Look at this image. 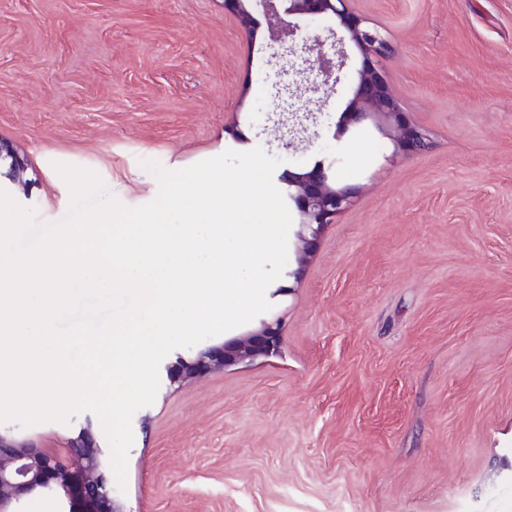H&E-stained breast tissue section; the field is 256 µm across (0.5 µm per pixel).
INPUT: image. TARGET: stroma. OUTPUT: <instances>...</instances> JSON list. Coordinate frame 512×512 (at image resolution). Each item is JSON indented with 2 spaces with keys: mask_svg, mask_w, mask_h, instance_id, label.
<instances>
[{
  "mask_svg": "<svg viewBox=\"0 0 512 512\" xmlns=\"http://www.w3.org/2000/svg\"><path fill=\"white\" fill-rule=\"evenodd\" d=\"M392 42L393 93L432 150L374 126L333 140L359 66L315 88L273 56L260 7L224 0H0V140L61 221V162L125 206L146 160L175 171L262 148L279 171L334 155L360 190L273 297L279 353L159 388L138 410L125 512H512V0H351ZM300 270L291 278V270ZM68 423L0 432L66 450Z\"/></svg>",
  "mask_w": 512,
  "mask_h": 512,
  "instance_id": "35a3bbf8",
  "label": "stroma"
}]
</instances>
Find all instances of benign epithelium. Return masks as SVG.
<instances>
[{
    "label": "benign epithelium",
    "instance_id": "obj_1",
    "mask_svg": "<svg viewBox=\"0 0 512 512\" xmlns=\"http://www.w3.org/2000/svg\"><path fill=\"white\" fill-rule=\"evenodd\" d=\"M245 2L224 0V7L235 13L241 28L248 33L254 20ZM256 2L268 21L272 48L295 50L301 18L327 15L336 21V28L329 29L335 55L325 52V41L319 37L304 43L305 52L313 57L312 67L321 85L338 83L336 69L344 66L348 50L359 54L361 66L356 71L352 98L339 126L346 129L368 119L385 124V135L392 141L394 156L421 155L430 150L428 134L405 119L383 70V62L394 53L392 43L378 29L369 26L367 18L352 11L349 0H288L284 9L282 0ZM3 162L8 163L12 182L27 186L23 178L25 159L0 141V164ZM282 181L288 184V197L299 215L296 253L298 263L302 264L309 258L322 230L353 205L358 187L336 176L334 160L328 163L318 160L309 170L290 172ZM282 330V317L271 314L254 330L208 346L191 360L178 357L165 367L169 386H180L228 366L274 355L281 347ZM44 491L78 499L79 512H126L114 498L105 451L89 422L64 453L0 434V512H23L22 499Z\"/></svg>",
    "mask_w": 512,
    "mask_h": 512
}]
</instances>
